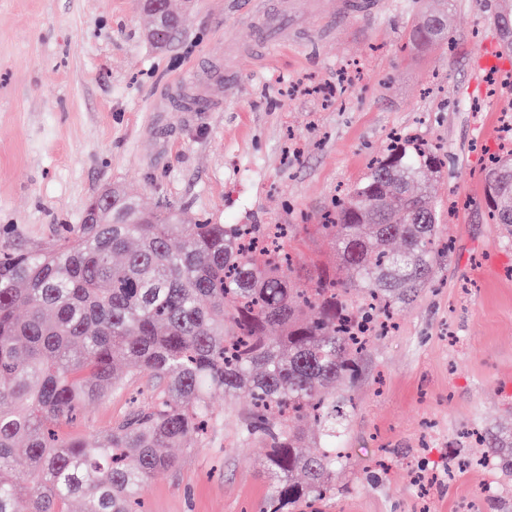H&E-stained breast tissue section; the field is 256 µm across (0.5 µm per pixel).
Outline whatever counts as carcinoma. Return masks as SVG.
Listing matches in <instances>:
<instances>
[{"instance_id": "carcinoma-1", "label": "carcinoma", "mask_w": 512, "mask_h": 512, "mask_svg": "<svg viewBox=\"0 0 512 512\" xmlns=\"http://www.w3.org/2000/svg\"><path fill=\"white\" fill-rule=\"evenodd\" d=\"M428 16L419 33L447 31ZM439 150L400 138L317 229L347 278L293 269L285 224L146 213L121 189L99 224L0 249V512H143L162 452L204 433L210 397L246 389L243 439L268 448L260 512H321L354 410L348 384L397 308L450 252L431 189ZM485 204L512 240V151L485 169ZM150 378V400L88 441L62 427ZM483 463L512 479V431ZM80 503V510L72 504Z\"/></svg>"}]
</instances>
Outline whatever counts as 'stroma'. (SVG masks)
I'll list each match as a JSON object with an SVG mask.
<instances>
[{
	"label": "stroma",
	"mask_w": 512,
	"mask_h": 512,
	"mask_svg": "<svg viewBox=\"0 0 512 512\" xmlns=\"http://www.w3.org/2000/svg\"><path fill=\"white\" fill-rule=\"evenodd\" d=\"M189 0L175 38L152 41L140 0H0V246L31 248L81 223L107 184L142 207L216 224H285L295 266L338 261L315 225L396 132L439 146L433 186L452 242L435 281L399 308L350 392L349 457L323 512H462L474 492L512 496L464 429L512 430V242L493 224L482 173L507 142L512 54L499 0H272L288 46L254 59L248 15ZM448 36L416 41L432 13ZM220 424L170 449L146 512H258L269 491L260 443L239 418L247 390L213 394ZM115 394L72 434L107 432Z\"/></svg>",
	"instance_id": "stroma-1"
}]
</instances>
